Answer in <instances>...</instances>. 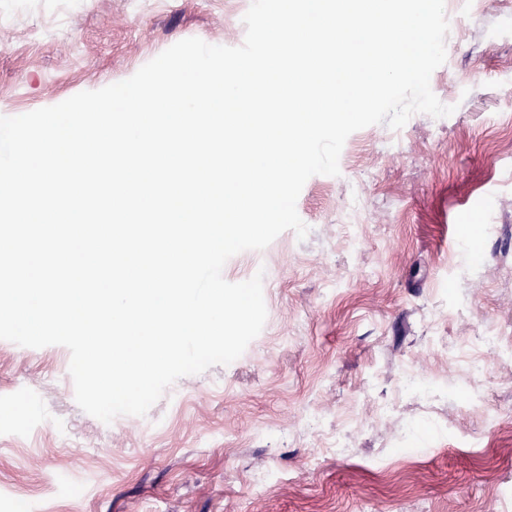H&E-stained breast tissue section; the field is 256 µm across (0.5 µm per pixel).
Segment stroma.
<instances>
[{"label":"stroma","mask_w":512,"mask_h":512,"mask_svg":"<svg viewBox=\"0 0 512 512\" xmlns=\"http://www.w3.org/2000/svg\"><path fill=\"white\" fill-rule=\"evenodd\" d=\"M251 0H0V114L243 43ZM450 116L352 133L281 233L231 257L267 319L145 416L77 405L70 352L0 340V512H512V0H460ZM502 334L484 353L487 330ZM413 372L431 398L402 391ZM341 439L344 452L331 450Z\"/></svg>","instance_id":"35a3bbf8"}]
</instances>
